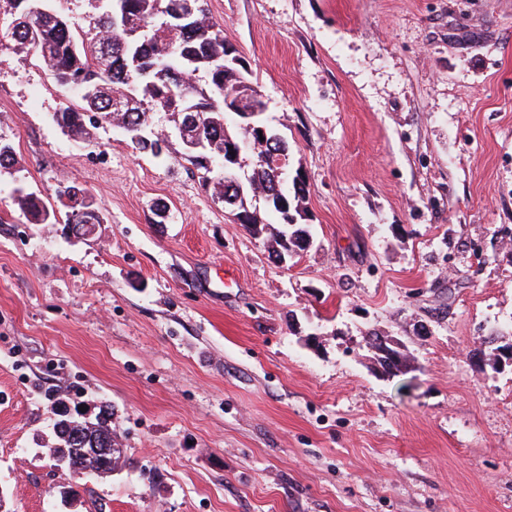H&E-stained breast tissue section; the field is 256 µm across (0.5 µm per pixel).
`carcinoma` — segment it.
Instances as JSON below:
<instances>
[{
  "mask_svg": "<svg viewBox=\"0 0 512 512\" xmlns=\"http://www.w3.org/2000/svg\"><path fill=\"white\" fill-rule=\"evenodd\" d=\"M44 2L3 0L11 23L0 34V46L34 53L57 90L76 98L55 112L53 123L63 133L81 138L89 125L114 124L139 149L160 157L168 137L155 133L151 118L155 112H166L173 116L174 126L183 125L188 136L202 139L203 147L197 151L182 145L183 158L202 171V179L214 184L222 196L229 190L220 168L226 150L246 139L255 143L252 133L228 111L225 98L230 96L243 110H260L257 125L270 138L250 152L251 170L242 186L246 193L258 192L271 200V213L281 226L273 252L284 239L309 234L307 225L299 223L306 181L298 170L286 180L276 163L267 160L279 151L290 155L288 142L268 125L266 104L252 84L251 73L237 50L226 44L224 30L210 19L207 0H97L101 8L84 28L58 8L29 26L25 11ZM185 85L193 88L198 108L197 123L192 125L187 124L180 98ZM57 197L68 210V223H101L86 189L67 186ZM15 201L35 224L58 222L56 210L34 193L19 191ZM237 221L258 237L269 227L255 211H245ZM53 431L58 444L47 449L50 456L66 457L89 473L107 474L117 467L121 449L116 447L111 408H100L93 421L62 413L54 419ZM99 448L109 449L107 459L100 458Z\"/></svg>",
  "mask_w": 512,
  "mask_h": 512,
  "instance_id": "cac0c4a2",
  "label": "carcinoma"
}]
</instances>
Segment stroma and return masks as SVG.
Returning a JSON list of instances; mask_svg holds the SVG:
<instances>
[{
	"label": "stroma",
	"instance_id": "1",
	"mask_svg": "<svg viewBox=\"0 0 512 512\" xmlns=\"http://www.w3.org/2000/svg\"><path fill=\"white\" fill-rule=\"evenodd\" d=\"M308 193L286 263L0 49V512H512V0H207ZM76 184L100 223L31 224ZM400 343L382 373L367 340ZM112 406L110 474L46 391ZM15 201L21 212L35 224H56L57 212L49 208L36 194L17 191ZM56 414L58 418L53 421V431L59 443L53 448H47V453L55 457H68L80 470L87 473L107 474L117 467L121 449L115 448L116 433L112 428V408L105 406L95 418V422L88 419H78L68 416L67 409ZM109 455L103 461L97 453Z\"/></svg>",
	"mask_w": 512,
	"mask_h": 512
}]
</instances>
